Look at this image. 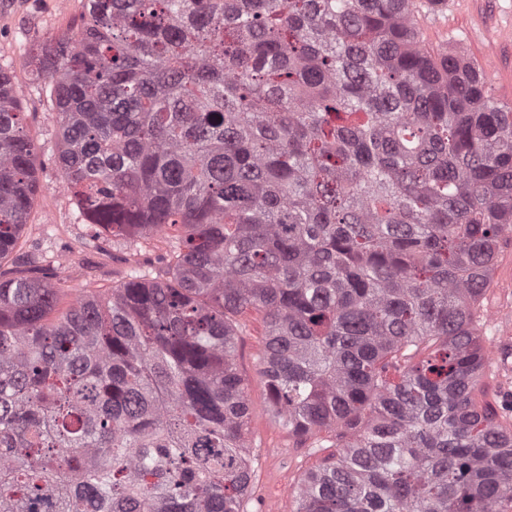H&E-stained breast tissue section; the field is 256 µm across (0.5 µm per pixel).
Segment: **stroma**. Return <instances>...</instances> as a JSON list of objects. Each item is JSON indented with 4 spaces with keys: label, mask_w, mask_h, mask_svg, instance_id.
Segmentation results:
<instances>
[{
    "label": "stroma",
    "mask_w": 512,
    "mask_h": 512,
    "mask_svg": "<svg viewBox=\"0 0 512 512\" xmlns=\"http://www.w3.org/2000/svg\"><path fill=\"white\" fill-rule=\"evenodd\" d=\"M83 0H17L0 9V64L10 67L13 83L37 146L40 191L19 246L0 268L27 271L26 256L40 250L53 274L63 279L66 295L58 308L66 310L69 295L91 292L108 296L133 267L162 272L175 236L167 230L154 238L123 247L121 241L91 242V231L80 221L73 195L62 186L54 159L58 114L50 88L32 75V59L40 45L61 38H79ZM415 18L430 49L438 54L463 51L484 60L487 80L501 101L512 106V0H445L431 8L419 0ZM480 340L491 357L481 387L503 423H512V243L498 261L483 300ZM264 340L261 315L244 316L239 325L236 367L248 382L249 415L246 451L254 474L245 512H295L299 480L317 466L324 451L289 435L271 415L260 382V352Z\"/></svg>",
    "instance_id": "stroma-1"
}]
</instances>
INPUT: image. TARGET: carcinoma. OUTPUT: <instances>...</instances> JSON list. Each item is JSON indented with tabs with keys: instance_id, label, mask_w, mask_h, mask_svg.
Segmentation results:
<instances>
[{
	"instance_id": "carcinoma-1",
	"label": "carcinoma",
	"mask_w": 512,
	"mask_h": 512,
	"mask_svg": "<svg viewBox=\"0 0 512 512\" xmlns=\"http://www.w3.org/2000/svg\"><path fill=\"white\" fill-rule=\"evenodd\" d=\"M46 45L91 237L170 228L168 278L0 272V512H244L236 326L272 416L336 452L296 512H512L477 312L512 229V112L414 0H84ZM0 67V264L39 191ZM403 358L398 379L388 376Z\"/></svg>"
}]
</instances>
